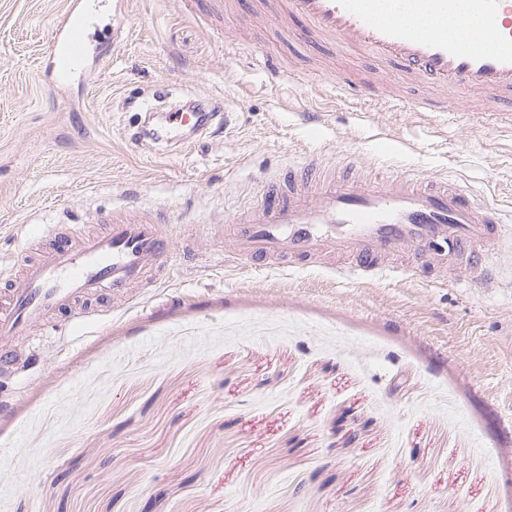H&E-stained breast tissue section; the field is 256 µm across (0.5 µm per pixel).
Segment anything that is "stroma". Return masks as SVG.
<instances>
[{"mask_svg":"<svg viewBox=\"0 0 512 512\" xmlns=\"http://www.w3.org/2000/svg\"><path fill=\"white\" fill-rule=\"evenodd\" d=\"M63 2L0 0V271L129 188L200 231L168 279L47 335L0 394V512H512V237L490 277L360 282L226 264L219 233L312 156L370 169L389 151L512 209V112L467 90L456 112L384 108L444 93L314 40L284 0H105L93 41H121L57 96L35 72ZM339 72L367 94L311 80ZM157 91L224 123L152 144L132 103Z\"/></svg>","mask_w":512,"mask_h":512,"instance_id":"obj_1","label":"stroma"}]
</instances>
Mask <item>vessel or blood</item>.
Returning a JSON list of instances; mask_svg holds the SVG:
<instances>
[{
	"mask_svg": "<svg viewBox=\"0 0 512 512\" xmlns=\"http://www.w3.org/2000/svg\"><path fill=\"white\" fill-rule=\"evenodd\" d=\"M103 0H65L41 56L40 74L63 92L88 79L90 27ZM289 16L317 35L395 63L409 78L452 91L512 98V0H286ZM479 21L464 37L448 36L460 9ZM212 111H168L154 141L176 143L183 127L207 128ZM127 213L105 217L94 234L75 224H53L42 253L24 254L19 277L0 289V341L35 343L59 318L96 315L102 295L117 299L168 274L176 241L161 213H138L129 193ZM512 226L501 209L467 187L381 168L363 171L347 160L343 173L309 159L264 186L256 203L224 227L233 262L254 267L326 266L340 256L339 273L365 281L415 272L423 264L485 271L486 259ZM28 357L0 344V377L25 372Z\"/></svg>",
	"mask_w": 512,
	"mask_h": 512,
	"instance_id": "1",
	"label": "vessel or blood"
}]
</instances>
